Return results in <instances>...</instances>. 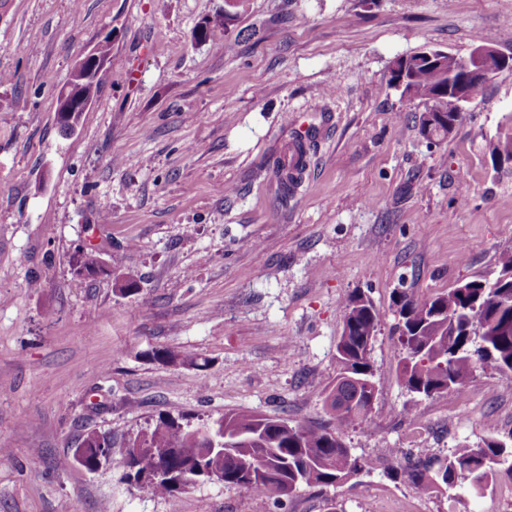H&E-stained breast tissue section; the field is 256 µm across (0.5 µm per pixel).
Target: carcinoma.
<instances>
[{
	"instance_id": "cac0c4a2",
	"label": "carcinoma",
	"mask_w": 512,
	"mask_h": 512,
	"mask_svg": "<svg viewBox=\"0 0 512 512\" xmlns=\"http://www.w3.org/2000/svg\"><path fill=\"white\" fill-rule=\"evenodd\" d=\"M407 81L403 93L440 103L448 87V68L426 64L418 55L406 61ZM421 133L428 140L442 141L450 135L448 113L424 112ZM492 162H512V126H503L491 149ZM309 163V146L297 140L275 163L280 190L291 193L296 174ZM75 287L81 288L91 272H105L97 255L81 251L73 257ZM498 276L461 282L434 296L418 298L401 291L393 299L398 316L396 329L402 346L399 362L408 391L431 397L469 379L488 363L512 371V250L498 256ZM354 322L350 335L340 336L336 345V378L322 390L324 406L333 425L284 421L247 413H226L198 426L184 424L170 415H160L146 429L129 439L120 458L123 477L140 481L150 464L149 455L158 451L172 456V465L186 464L201 480L210 470L224 472V485L262 496H284L306 486H334L362 469L375 466L371 458L360 459L337 435V430L362 425L369 409L366 391L374 387L370 347L381 323V312L372 300L358 293L343 302L341 319ZM151 360L198 365L193 352L175 353L167 348L145 352ZM112 447V436L88 432L72 457L62 461L67 468L81 463L88 471L103 461L101 449ZM512 474V442L495 436L481 447L460 446L443 458L406 461L404 474L422 492L445 494L468 486L480 494L495 479L502 466ZM140 488L161 497H174L182 489L165 480L143 483Z\"/></svg>"
}]
</instances>
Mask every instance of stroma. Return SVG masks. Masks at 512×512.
Wrapping results in <instances>:
<instances>
[{"mask_svg": "<svg viewBox=\"0 0 512 512\" xmlns=\"http://www.w3.org/2000/svg\"><path fill=\"white\" fill-rule=\"evenodd\" d=\"M224 7L0 6V512H512L505 471L479 497L417 491L384 464L277 499L210 482L159 497L114 465L61 468L87 431L120 450L161 414L328 423L321 391L352 292L382 314L368 420L339 432L355 456L443 457L512 435V372L417 397L391 312L401 287L494 279L512 249V164L490 157L512 70L433 143L415 122L425 104L389 82L396 58L427 48L511 56L512 0H236L233 24L193 42ZM106 38L112 68L63 135L59 91ZM303 125L310 162L284 197L272 167ZM82 250L106 271L78 288ZM154 347L201 364L150 360Z\"/></svg>", "mask_w": 512, "mask_h": 512, "instance_id": "stroma-1", "label": "stroma"}]
</instances>
